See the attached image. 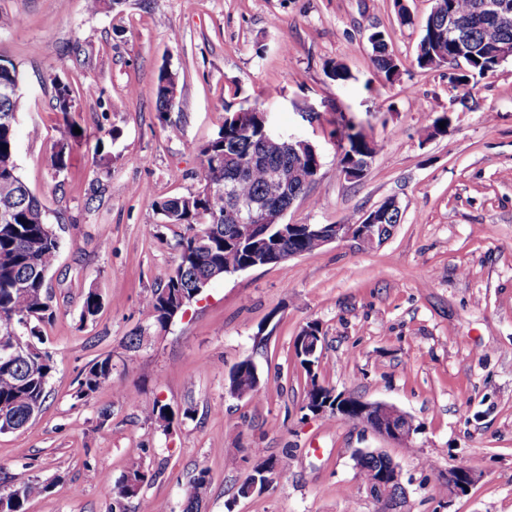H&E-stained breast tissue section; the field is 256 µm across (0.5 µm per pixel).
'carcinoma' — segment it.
<instances>
[{"label": "carcinoma", "instance_id": "1", "mask_svg": "<svg viewBox=\"0 0 512 512\" xmlns=\"http://www.w3.org/2000/svg\"><path fill=\"white\" fill-rule=\"evenodd\" d=\"M483 0H434L418 45L416 64L421 68L434 66V60H447L463 46L468 53L467 72L455 76L458 84L482 78L496 71L499 64L491 50L512 44V13L492 18L481 10ZM457 19L448 31V14ZM368 42L373 52L376 72L388 82L397 80L402 62L390 49L386 33L378 28L370 31ZM21 83L17 66L10 60L0 61V423L14 430L33 424L30 415L41 409L53 370V359L44 347V327L55 317L57 304L47 275L54 266L60 239L49 222L40 200L30 191L18 173L16 161L17 121L23 95L4 91V83ZM75 91L71 84L55 82V110L61 115L59 138L51 154V165L57 171L68 168L73 146L83 135L77 127L74 112ZM332 135L344 152L339 164L354 165L363 170L366 162H375L379 153L374 140L352 120L339 116ZM201 163L196 173L198 188L186 195L166 198L156 203L162 225L179 226L172 249L175 266L164 283L148 292L142 300L141 316L146 325L165 329L183 315L187 307L213 280L224 272L237 271L248 264L251 245L237 238L231 219L224 213V184L232 185L234 198L257 206L282 201L267 182V167L290 168L298 158L285 142L266 143L257 132L245 135L231 115L224 120L218 135L201 148ZM281 255L308 254L314 250L305 235H290L264 244ZM102 308V297L93 288L85 293L80 309L82 323L94 321ZM318 358L301 356L306 369L305 405L333 408L342 393L319 383L318 370L311 364ZM230 381L244 378L253 397L261 390V379L250 360L238 363L229 373ZM112 380V360L94 361L78 380L76 397L84 398ZM142 412L155 428L166 433L174 423L175 414H167L169 406L159 399L140 403ZM271 459L262 448H251L241 461L251 465L255 473ZM383 458L373 453L357 456L355 466L363 483H369L381 470ZM208 471L202 469L193 480L182 512H201L210 485ZM154 477L145 468L141 457L134 458L112 487V498L118 509L123 502L138 496ZM49 490V485L34 478L5 480L0 483V512H28L31 501Z\"/></svg>", "mask_w": 512, "mask_h": 512}]
</instances>
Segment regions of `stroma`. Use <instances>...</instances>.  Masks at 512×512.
<instances>
[{"label": "stroma", "mask_w": 512, "mask_h": 512, "mask_svg": "<svg viewBox=\"0 0 512 512\" xmlns=\"http://www.w3.org/2000/svg\"><path fill=\"white\" fill-rule=\"evenodd\" d=\"M405 5L414 24L401 23L395 0H126L95 13L86 0H0V57L23 78L19 173L61 239L48 275L58 304L44 329L48 397L28 429L0 434V473L51 485L28 512H112L134 448L159 474L126 512H181L203 468V512H377L352 459L360 448L400 465L404 512H436L449 467L476 459L484 477L451 512H512V59L466 88L448 68H419L432 0ZM375 28L402 61L395 82L375 72ZM337 62L352 74L346 84L328 75ZM164 68L178 95L163 121ZM59 78L76 91L85 135L60 173L50 164ZM245 100L260 102L273 132L320 153L284 223L353 224L391 197L402 220L372 249L332 243L213 281L167 330L144 327L141 300L175 263L156 237L155 203L196 190L201 148ZM340 111L381 147L358 183L342 174L330 135ZM445 114L446 131L431 135ZM91 287L103 306L83 323ZM310 322L323 336L321 380L409 414L421 428L413 448L304 410L294 343ZM107 356L111 385L77 399L81 372ZM246 359L266 395L226 394L229 370ZM154 398L176 415L169 432L141 411ZM250 448L284 471L242 498L246 468L228 461Z\"/></svg>", "instance_id": "35a3bbf8"}]
</instances>
